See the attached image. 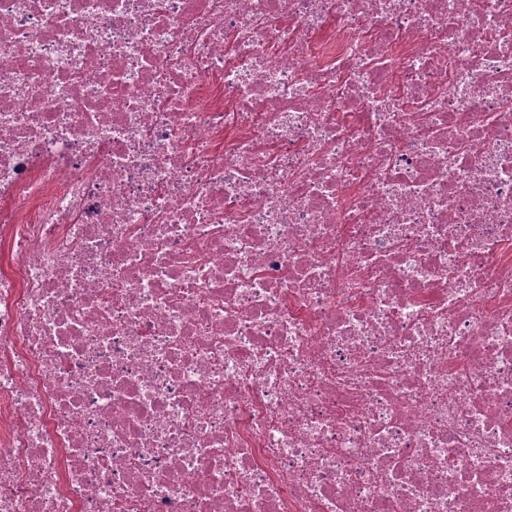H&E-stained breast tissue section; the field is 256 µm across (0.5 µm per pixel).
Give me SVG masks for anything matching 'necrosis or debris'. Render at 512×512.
<instances>
[{
  "label": "necrosis or debris",
  "instance_id": "obj_1",
  "mask_svg": "<svg viewBox=\"0 0 512 512\" xmlns=\"http://www.w3.org/2000/svg\"><path fill=\"white\" fill-rule=\"evenodd\" d=\"M0 512H512V0H0Z\"/></svg>",
  "mask_w": 512,
  "mask_h": 512
}]
</instances>
